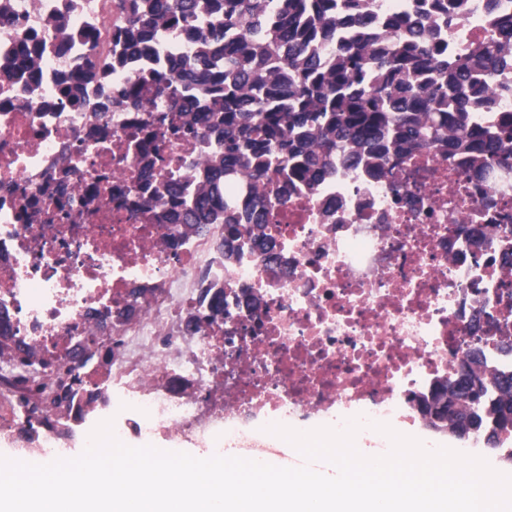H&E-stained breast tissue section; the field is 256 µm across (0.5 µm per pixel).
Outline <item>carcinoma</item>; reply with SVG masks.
<instances>
[{"instance_id": "carcinoma-1", "label": "carcinoma", "mask_w": 512, "mask_h": 512, "mask_svg": "<svg viewBox=\"0 0 512 512\" xmlns=\"http://www.w3.org/2000/svg\"><path fill=\"white\" fill-rule=\"evenodd\" d=\"M446 22L465 0H434ZM126 21L118 30L123 55L89 66L65 93L79 107H112L106 74L147 55L177 23L198 28L175 78L154 72L132 77L117 103L146 97L191 101L160 117L169 135L218 134V146L195 177L212 190L247 173L268 179L274 164L311 185L327 174L332 156L371 169L390 152L444 147L472 171L512 168V113L489 127L474 112L489 88L499 45L475 44L448 54L441 29L421 21L376 20L370 0H122ZM84 82L99 84L95 100ZM188 224H222L230 239L238 220L205 195L185 216ZM499 410L512 411V383L500 372L484 378Z\"/></svg>"}]
</instances>
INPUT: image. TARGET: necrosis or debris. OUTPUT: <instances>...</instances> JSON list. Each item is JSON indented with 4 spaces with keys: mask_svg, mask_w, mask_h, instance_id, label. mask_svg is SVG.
I'll return each mask as SVG.
<instances>
[{
    "mask_svg": "<svg viewBox=\"0 0 512 512\" xmlns=\"http://www.w3.org/2000/svg\"><path fill=\"white\" fill-rule=\"evenodd\" d=\"M0 20V432L20 460L59 456L93 424L260 460L247 427L339 414L421 422L414 398L480 346L512 370V169L476 175L436 148L370 174L334 160L316 186L225 181L226 212L258 236L232 261L223 225L182 213L214 136L157 139L168 99L76 109L61 83L113 54L122 0H9ZM66 9L71 42L49 26ZM512 0H467L453 53L491 39ZM485 122L512 112V46ZM175 171L181 192L162 185ZM269 197L267 209L258 202ZM155 220H148L144 207Z\"/></svg>",
    "mask_w": 512,
    "mask_h": 512,
    "instance_id": "4bbe7bcc",
    "label": "necrosis or debris"
}]
</instances>
